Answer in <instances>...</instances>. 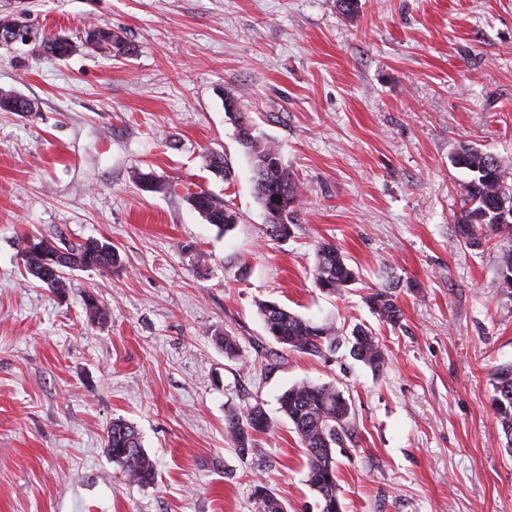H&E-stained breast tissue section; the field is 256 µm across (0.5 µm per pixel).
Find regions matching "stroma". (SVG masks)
Here are the masks:
<instances>
[{"label":"stroma","mask_w":512,"mask_h":512,"mask_svg":"<svg viewBox=\"0 0 512 512\" xmlns=\"http://www.w3.org/2000/svg\"><path fill=\"white\" fill-rule=\"evenodd\" d=\"M4 15L77 49L0 44V91L34 106L0 111V512H254L259 482L310 512L277 403L304 379L352 407L342 512H512L492 404V372L512 364V289L499 286L512 239L459 242L467 176L450 162L471 142L512 165V0H358L350 13L336 0H0ZM93 23L137 54L85 45ZM228 93L301 184L288 240L266 234ZM213 152L230 181L208 171ZM139 172L159 191H140ZM176 182L223 197L234 230L207 224ZM27 232L109 239L122 265L72 271L58 297L24 272ZM324 239L359 275L339 295L314 285ZM391 281L395 327L367 304ZM88 292L107 324L87 321ZM268 300L334 321L341 345L283 349L258 314ZM358 324L377 332L382 371L350 356ZM254 403L271 430L242 454L224 419ZM115 418L136 428L154 484L113 464Z\"/></svg>","instance_id":"1"}]
</instances>
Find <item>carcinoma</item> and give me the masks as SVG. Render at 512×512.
Returning a JSON list of instances; mask_svg holds the SVG:
<instances>
[{
	"instance_id": "obj_1",
	"label": "carcinoma",
	"mask_w": 512,
	"mask_h": 512,
	"mask_svg": "<svg viewBox=\"0 0 512 512\" xmlns=\"http://www.w3.org/2000/svg\"><path fill=\"white\" fill-rule=\"evenodd\" d=\"M85 43L115 57L132 56L137 48L112 31L107 24H93L85 31ZM38 47L59 59L72 54L74 45L60 36L44 37ZM0 111L30 112L31 103L12 93L0 94ZM239 138L251 159L254 173V195L268 215L266 234L274 240L291 235L301 187L282 160L278 145L253 132L245 113H238ZM454 167L466 171L465 199L456 219L461 240L471 246L481 245L507 232L512 234V221L502 220L503 212H512V182L508 181L509 167L498 157L465 143L451 159ZM207 167L230 180L231 171L224 156L211 154ZM184 198L207 221L222 233L233 230L237 212L226 207L224 200L215 197L200 185L184 187ZM26 273L37 282L50 273L56 275L52 290L62 296L68 287L65 272L81 269L110 270L121 265L116 247L106 240L85 239L79 243L57 245L35 234H25L19 240ZM356 271L346 262L343 253L333 244L323 242L316 249L314 284L330 294L342 292L357 280ZM500 287L512 288V250L502 254ZM369 307L379 320L397 325L402 320L394 294L379 288L368 296ZM83 310L88 321L99 324L108 321V309L92 294L85 295ZM258 313L267 333L285 349L306 354L334 351L340 345L336 327L327 322L306 319L275 301H264ZM215 341L224 348L228 358L239 357L240 349L234 336L217 335ZM350 352L374 372L386 364V353L378 338L366 326H358L350 340ZM494 406L498 423L512 451V364L501 366L492 373ZM279 409L292 424L306 455V483L317 495L318 512H342L338 497L336 447L343 444L351 406L348 400L330 383L300 381L288 387L279 397ZM270 422L263 408L249 405L228 414L224 431L235 447L246 453L253 447L255 437L269 431ZM106 448L125 477L134 483L148 485L155 480V465L144 450L135 428L124 419H114L106 432ZM255 512H287L282 501L265 485L254 487Z\"/></svg>"
}]
</instances>
